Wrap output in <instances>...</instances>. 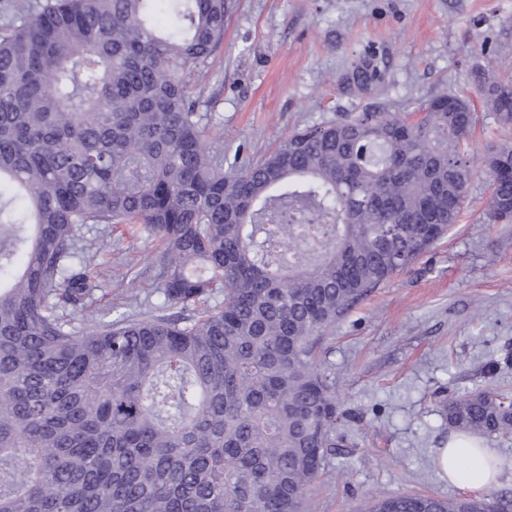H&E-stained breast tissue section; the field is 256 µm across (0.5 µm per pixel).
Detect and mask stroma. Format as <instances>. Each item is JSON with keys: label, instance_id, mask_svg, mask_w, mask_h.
Instances as JSON below:
<instances>
[{"label": "stroma", "instance_id": "1", "mask_svg": "<svg viewBox=\"0 0 512 512\" xmlns=\"http://www.w3.org/2000/svg\"><path fill=\"white\" fill-rule=\"evenodd\" d=\"M508 45L512 0H231L199 109L225 146L247 143L255 158L340 113L411 111L463 90L481 158L502 131L478 86L512 74ZM360 64L372 74L362 85L352 76ZM489 202L481 172L448 234L322 336L318 360L341 419L310 491L313 512H356L379 493L462 497L437 464L449 436L441 403L480 388L512 393V224L485 223ZM80 246L108 298L75 317L77 332L163 304L145 274L153 237L89 225Z\"/></svg>", "mask_w": 512, "mask_h": 512}]
</instances>
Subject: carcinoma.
I'll return each instance as SVG.
<instances>
[{
    "mask_svg": "<svg viewBox=\"0 0 512 512\" xmlns=\"http://www.w3.org/2000/svg\"><path fill=\"white\" fill-rule=\"evenodd\" d=\"M165 5L170 23L157 22ZM228 0H6L0 12V512H311L336 447L319 337L456 223L470 100L365 109L256 161L212 145L196 87ZM505 132L512 98H485ZM482 164L512 223V137ZM26 199V210L11 208ZM86 224L158 238L164 305L64 319L98 291L68 265ZM221 292L213 307L208 299ZM448 426L512 432V398L443 403ZM506 495H381L361 512H498Z\"/></svg>",
    "mask_w": 512,
    "mask_h": 512,
    "instance_id": "1",
    "label": "carcinoma"
}]
</instances>
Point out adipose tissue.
<instances>
[{"label": "adipose tissue", "mask_w": 512, "mask_h": 512, "mask_svg": "<svg viewBox=\"0 0 512 512\" xmlns=\"http://www.w3.org/2000/svg\"><path fill=\"white\" fill-rule=\"evenodd\" d=\"M493 452L476 437L450 436L437 451V463L450 483L475 494H484L498 484V469L489 467Z\"/></svg>", "instance_id": "obj_1"}]
</instances>
